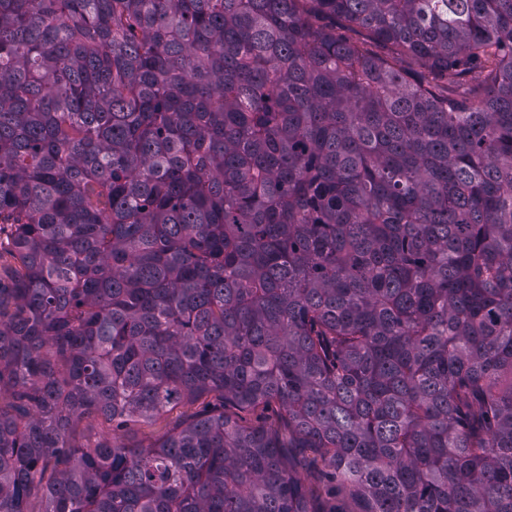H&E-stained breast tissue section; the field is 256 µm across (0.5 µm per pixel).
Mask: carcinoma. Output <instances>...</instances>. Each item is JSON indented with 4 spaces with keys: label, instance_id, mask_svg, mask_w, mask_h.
Here are the masks:
<instances>
[{
    "label": "carcinoma",
    "instance_id": "carcinoma-1",
    "mask_svg": "<svg viewBox=\"0 0 512 512\" xmlns=\"http://www.w3.org/2000/svg\"><path fill=\"white\" fill-rule=\"evenodd\" d=\"M2 226L0 512H512V0H0ZM216 395L202 397L194 405L177 407L161 419L151 424L132 425L128 429H119L112 424L104 423L101 419L84 418L76 424V437L82 441L88 436L106 433L113 435L125 443L149 444L162 439L166 434L177 426L186 414H192L202 410L204 407L218 404Z\"/></svg>",
    "mask_w": 512,
    "mask_h": 512
}]
</instances>
